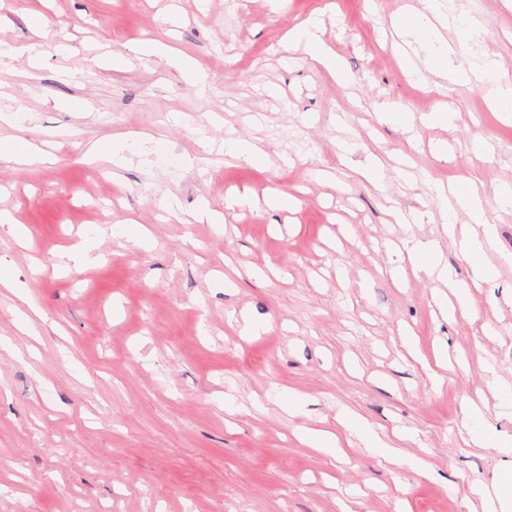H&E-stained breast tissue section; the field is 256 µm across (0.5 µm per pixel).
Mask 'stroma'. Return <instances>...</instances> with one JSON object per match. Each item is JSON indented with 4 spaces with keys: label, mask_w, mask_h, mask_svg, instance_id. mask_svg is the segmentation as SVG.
I'll list each match as a JSON object with an SVG mask.
<instances>
[{
    "label": "stroma",
    "mask_w": 512,
    "mask_h": 512,
    "mask_svg": "<svg viewBox=\"0 0 512 512\" xmlns=\"http://www.w3.org/2000/svg\"><path fill=\"white\" fill-rule=\"evenodd\" d=\"M449 18L476 16L485 33L441 36L453 65L495 57L512 78V5L442 0ZM420 0H0V42L33 56L0 60V138L44 145L57 161L33 170L0 160V210L30 231L0 226V512H484L475 485L512 474V453L463 441L476 402L497 435L512 416L483 363L512 384V116L493 89L439 80L425 51L407 67L391 20ZM346 74L332 77L286 34L311 14ZM46 17L42 32L34 16ZM161 39L193 58L205 87L175 60L146 57ZM125 57L124 69L105 63ZM80 96L86 112L61 109ZM446 104L452 125L413 130L377 114L401 104L422 116ZM132 134L158 141L152 165L113 175L91 146ZM259 146L269 165L225 159V138ZM356 143L352 164L339 145ZM384 166L382 187L359 172ZM476 180L488 225L456 209L444 231L434 186ZM278 189L293 211L227 207L229 194ZM208 200L226 229L183 224ZM412 215L397 223L393 210ZM149 229L145 251L114 235ZM493 228L498 276L471 289L467 315L449 316L448 287L414 272L396 247L436 241L457 280L470 281L466 236ZM93 262L62 257L80 236ZM269 332L242 335L245 322ZM448 354L442 384L431 369ZM305 395L289 416L277 391ZM349 407L385 434L413 428L404 454L433 478L363 448L332 457L300 443L298 427L341 432ZM161 206L170 214L177 217L183 223H192V221L196 223H207V224H222L223 218L222 216L211 209L210 204L207 200L202 199L197 206V208L187 213V218H181L180 215H184L185 213L181 209L180 203L177 199L173 197L166 198L161 201ZM192 220V221H191Z\"/></svg>",
    "instance_id": "1"
}]
</instances>
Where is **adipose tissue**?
<instances>
[{
  "instance_id": "ef3b65f1",
  "label": "adipose tissue",
  "mask_w": 512,
  "mask_h": 512,
  "mask_svg": "<svg viewBox=\"0 0 512 512\" xmlns=\"http://www.w3.org/2000/svg\"><path fill=\"white\" fill-rule=\"evenodd\" d=\"M446 23L447 19L441 13L437 0H424L422 8L412 9L408 16H399L392 21L393 27L403 37L413 39L414 43L426 49L431 65L438 69L446 68L452 53L447 42L439 37V28ZM403 249L415 270L447 283L458 302H465L468 291L464 284L455 280L451 269L443 264L435 242L409 238L404 240ZM338 421L350 436L357 439L358 443L369 452L387 461L407 465L423 477H430L431 469L424 460L402 455L400 449L395 448L385 436L351 410H341Z\"/></svg>"
}]
</instances>
